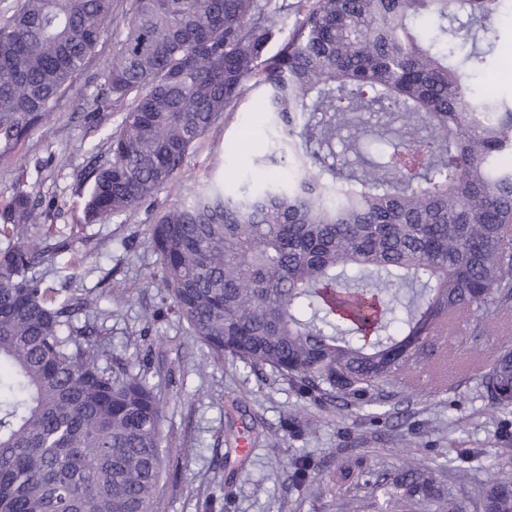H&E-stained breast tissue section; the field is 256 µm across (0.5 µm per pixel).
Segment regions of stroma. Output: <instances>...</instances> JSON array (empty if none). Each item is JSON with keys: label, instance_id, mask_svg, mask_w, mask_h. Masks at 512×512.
<instances>
[{"label": "stroma", "instance_id": "35a3bbf8", "mask_svg": "<svg viewBox=\"0 0 512 512\" xmlns=\"http://www.w3.org/2000/svg\"><path fill=\"white\" fill-rule=\"evenodd\" d=\"M497 29L493 66L471 79L482 96L512 95V7H501ZM111 57L107 37L49 119L11 149L0 148V201L22 185L33 199L52 202L48 223L71 248L54 265L36 268V276L61 299L85 291L97 296L88 316L103 347L101 366L129 364L160 400L162 430L174 445L154 512H335L340 500L366 512L370 480L394 472L403 457L425 463L448 458L445 484L464 499L466 512H479L489 461L512 449V415L488 412L475 378L497 346L499 330L512 329V317L493 319L494 334L476 337L468 320L458 321L443 357L447 390L409 387L389 404L387 420L359 422L332 405H304L286 383L268 384L228 359L207 360L187 324L163 311L160 290L150 284L159 256L148 241L149 214L141 209L84 221L89 149L107 152L104 134L121 120L109 109L101 112L100 127L84 120V99ZM248 129L264 135L261 115L249 101L225 113L194 144L181 174L158 192L159 208L179 204L208 179L230 180L245 171L241 135ZM252 424L261 438L243 456L234 450L236 438ZM300 455L309 457L311 468L298 487L291 461Z\"/></svg>", "mask_w": 512, "mask_h": 512}]
</instances>
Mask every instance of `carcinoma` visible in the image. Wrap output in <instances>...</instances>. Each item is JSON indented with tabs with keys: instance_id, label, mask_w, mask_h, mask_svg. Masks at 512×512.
<instances>
[{
	"instance_id": "cac0c4a2",
	"label": "carcinoma",
	"mask_w": 512,
	"mask_h": 512,
	"mask_svg": "<svg viewBox=\"0 0 512 512\" xmlns=\"http://www.w3.org/2000/svg\"><path fill=\"white\" fill-rule=\"evenodd\" d=\"M499 0H315L281 49L288 0H17L0 16V145L48 118L112 35L85 116L122 113L94 162L84 220L151 206L190 148L256 88L270 145L255 173L208 183L148 225L169 310L213 362L228 357L305 402L357 411L405 392L461 318L512 316V98L477 97ZM436 20L429 37L417 20ZM381 112L388 123L355 119ZM355 159L337 164L336 146ZM23 188L0 203V512H153L161 407L146 378L100 366L89 293L60 301L32 270L70 249ZM512 414V335L478 375ZM441 465L404 460L372 483L408 512H464ZM481 512H512L496 458Z\"/></svg>"
}]
</instances>
